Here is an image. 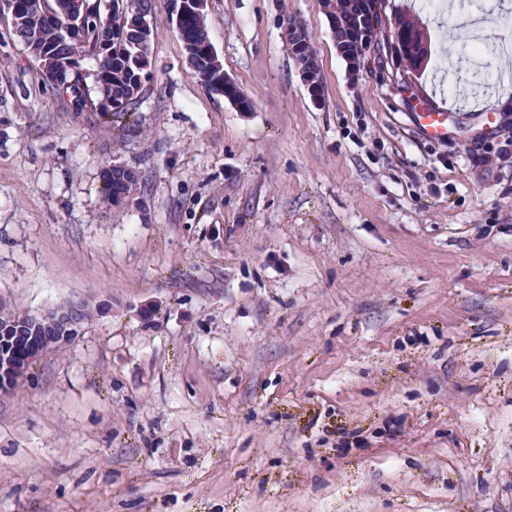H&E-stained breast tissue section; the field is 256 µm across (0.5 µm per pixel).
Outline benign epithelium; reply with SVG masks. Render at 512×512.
<instances>
[{
  "label": "benign epithelium",
  "instance_id": "7a95c632",
  "mask_svg": "<svg viewBox=\"0 0 512 512\" xmlns=\"http://www.w3.org/2000/svg\"><path fill=\"white\" fill-rule=\"evenodd\" d=\"M208 0H166L167 16L177 32L183 35L184 48L192 67L204 62L207 65L204 81L209 90L224 96L241 112L250 111L245 105L248 97L226 74L220 63L208 33L197 30L191 39L186 37L185 23L202 19ZM333 0H319L329 28L334 34L336 50L346 63L351 78L357 79L369 54L383 58L393 56L380 46L378 32L382 26L380 0H359L363 14L372 20V27L351 26L332 9ZM109 0H0V16L23 21L30 9L37 10L39 21L58 27L63 43L72 45L87 40L91 15L110 9ZM152 0H127L120 8L122 37L112 36V28L100 25L95 32L94 54L114 56L115 52L131 50L136 58L134 85H144L151 75V21ZM283 37L295 59L302 81L314 103H322L323 93L319 78L317 52L304 25L291 19L286 23ZM417 62H423L429 54V42L425 29L414 32ZM33 58L39 73L52 83H57L58 65L75 68L74 58L60 54V47L47 46L34 51ZM106 177L119 185L109 204L119 208L132 196L137 184L136 172L121 164H114L105 171ZM107 309L104 303L91 298L72 299L41 312L14 313L0 309V394H7L28 378L31 367L46 354L71 344L86 322L88 313Z\"/></svg>",
  "mask_w": 512,
  "mask_h": 512
}]
</instances>
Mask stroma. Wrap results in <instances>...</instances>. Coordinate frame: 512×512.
Returning <instances> with one entry per match:
<instances>
[{"mask_svg":"<svg viewBox=\"0 0 512 512\" xmlns=\"http://www.w3.org/2000/svg\"><path fill=\"white\" fill-rule=\"evenodd\" d=\"M457 2L381 0V36L430 33L402 91L371 57L349 77L318 0H208L242 112L154 0L112 125L0 17V298L110 305L0 396V512H512V0ZM111 164L138 175L120 208ZM283 37L299 67L302 81L312 101L315 104H321L323 93L319 78L318 56L304 25L299 20L290 19L284 28ZM304 47H306L305 50H303ZM422 134L429 139L442 141L448 138V120L452 112L420 101V112H414Z\"/></svg>","mask_w":512,"mask_h":512,"instance_id":"stroma-1","label":"stroma"}]
</instances>
